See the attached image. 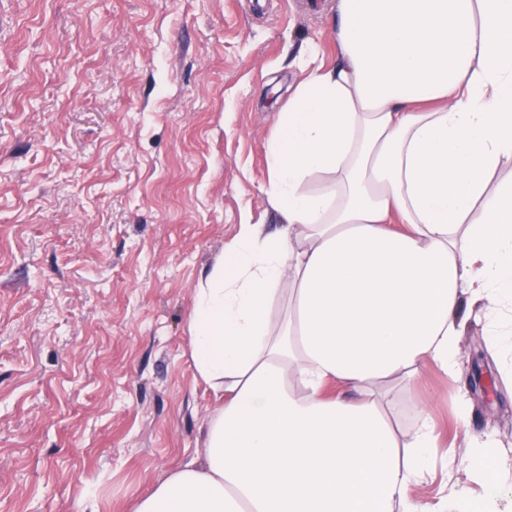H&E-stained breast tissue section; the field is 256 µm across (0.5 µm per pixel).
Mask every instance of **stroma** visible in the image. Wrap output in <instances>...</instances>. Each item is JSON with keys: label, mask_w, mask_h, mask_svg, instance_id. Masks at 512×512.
<instances>
[{"label": "stroma", "mask_w": 512, "mask_h": 512, "mask_svg": "<svg viewBox=\"0 0 512 512\" xmlns=\"http://www.w3.org/2000/svg\"><path fill=\"white\" fill-rule=\"evenodd\" d=\"M336 0H0V512H130L202 455L218 401L194 374L195 289L240 224L275 230L263 187L289 66L338 57ZM469 321L456 374L396 386L401 433L429 403L414 487L512 495V372ZM493 433L475 482L465 433Z\"/></svg>", "instance_id": "1"}]
</instances>
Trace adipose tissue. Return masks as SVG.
Returning a JSON list of instances; mask_svg holds the SVG:
<instances>
[{"mask_svg": "<svg viewBox=\"0 0 512 512\" xmlns=\"http://www.w3.org/2000/svg\"><path fill=\"white\" fill-rule=\"evenodd\" d=\"M334 35L268 139L282 228L241 225L195 291L203 457L132 512H428L435 421L399 436L390 393L454 373L471 318L512 356V0H338Z\"/></svg>", "mask_w": 512, "mask_h": 512, "instance_id": "ef3b65f1", "label": "adipose tissue"}]
</instances>
